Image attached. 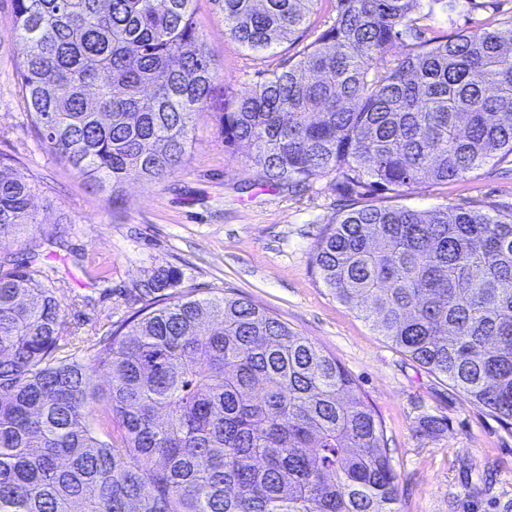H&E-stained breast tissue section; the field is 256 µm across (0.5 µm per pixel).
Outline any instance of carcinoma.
<instances>
[{"mask_svg": "<svg viewBox=\"0 0 512 512\" xmlns=\"http://www.w3.org/2000/svg\"><path fill=\"white\" fill-rule=\"evenodd\" d=\"M196 2L13 0L7 45L43 142L116 198L181 167L209 111L264 183L334 176L323 286L512 428V210L371 200L512 157V21L393 59L448 0H336L298 58L228 92ZM212 2L266 53L318 0ZM37 190L0 158V246L37 224ZM167 281L141 285L86 362L65 353L63 280L0 254V512H399L383 423L335 358L245 297H164Z\"/></svg>", "mask_w": 512, "mask_h": 512, "instance_id": "carcinoma-1", "label": "carcinoma"}]
</instances>
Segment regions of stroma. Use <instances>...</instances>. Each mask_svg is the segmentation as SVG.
<instances>
[{
    "mask_svg": "<svg viewBox=\"0 0 512 512\" xmlns=\"http://www.w3.org/2000/svg\"><path fill=\"white\" fill-rule=\"evenodd\" d=\"M510 20L512 0H448L447 11L425 20V35ZM196 22L230 92L252 86L298 50L292 42L263 54L241 49L225 36L211 0H198ZM20 61L0 45V154L15 156L19 171L38 182L34 209L57 243L38 247L27 238L10 250L63 278L66 333L105 335L141 307L140 285L160 273L169 276V297L188 290L200 298L248 297L335 357L359 385L384 422L400 512H512V429L379 336L314 274V246L340 206L333 177L293 189L265 185L247 164L248 147L226 150L205 112L183 168L155 184H130L111 203L33 128L17 78ZM484 201L512 208L511 161L396 199L419 211ZM426 416L441 422L438 435L421 433Z\"/></svg>",
    "mask_w": 512,
    "mask_h": 512,
    "instance_id": "obj_1",
    "label": "stroma"
}]
</instances>
